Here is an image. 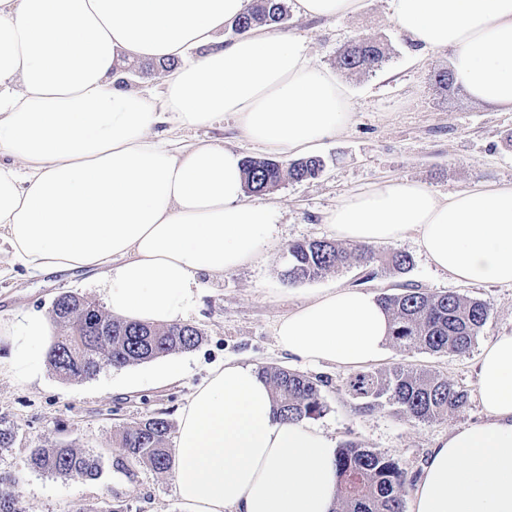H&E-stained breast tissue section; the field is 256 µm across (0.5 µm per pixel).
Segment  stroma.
<instances>
[{"label":"stroma","mask_w":512,"mask_h":512,"mask_svg":"<svg viewBox=\"0 0 512 512\" xmlns=\"http://www.w3.org/2000/svg\"><path fill=\"white\" fill-rule=\"evenodd\" d=\"M282 34L306 41L316 65L335 71L350 92V124L324 140L315 154L324 162L320 174L302 183L281 182L264 194L279 210L280 242L264 260L201 279V298L186 321L201 330L193 350L174 353L119 370L106 368L90 380H63L44 369L33 382L0 375V416L18 426L14 448L0 455V472L18 478L15 492L26 512H78L87 504L112 502L123 512H183L170 475L148 466L120 465L116 435L146 415L166 412L177 424L180 408L214 367L227 361L257 367L273 366L304 373L317 381L326 411L315 426L336 443L347 440L388 455L409 475L426 463L436 438L454 426L482 421L475 365L482 349L497 336L512 334V287L461 284L438 272L413 236L394 242L411 256L404 273L379 270L361 283L362 267L351 265L322 278L290 282L284 275L288 245L329 240L325 212L345 192L369 187L386 178L415 180L440 194L477 185L512 182V112H500L474 101L464 89L439 91L433 72L449 67L450 54H428L418 61L409 39L390 18L388 0H363L361 9L340 19L310 20L289 14ZM357 37L381 39L389 59L376 71L347 73L336 67L340 49ZM176 141L221 140L244 156L262 157L264 150L241 137L232 116L172 135ZM412 284L433 292H455L487 305L488 319L463 355L400 351L387 347L370 363L373 371L403 365L448 378L469 394L461 411L422 422L387 407L359 413L341 389L347 367L309 363L282 352L275 340L278 319L326 288L365 286L375 294L395 292ZM73 292L104 304L101 276L28 275L23 268L0 278V318L21 311H50L61 293ZM76 441L98 455L102 471L94 480H66L32 471L26 460L31 448Z\"/></svg>","instance_id":"obj_1"}]
</instances>
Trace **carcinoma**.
Here are the masks:
<instances>
[{"label": "carcinoma", "instance_id": "obj_1", "mask_svg": "<svg viewBox=\"0 0 512 512\" xmlns=\"http://www.w3.org/2000/svg\"><path fill=\"white\" fill-rule=\"evenodd\" d=\"M284 0H256L234 25L238 33L255 27L279 28L287 20ZM386 61L383 44L372 37H359L336 57L338 68L348 72L375 70ZM316 157L289 162L248 157L244 161L247 191L262 193L283 180L302 182L322 170ZM285 276L292 282L318 279L356 262L369 269V277L387 266L404 272L412 258L401 251L380 254L371 245L345 248L327 240H314L288 247ZM391 316L390 341L401 350L463 355L485 325L484 302L455 292H428L404 286L402 292L380 297ZM50 316L57 335L48 354V364L63 380L95 378L102 369L124 368L170 354L194 349L202 333L190 324L156 326L116 318L94 302L67 292L52 303ZM261 375L271 386L272 401L280 417L302 421L321 416L325 405L317 383L288 369L264 366ZM341 388L357 401L360 412L395 407L419 421H431L467 405L468 396L446 377L418 372L402 365L384 372L359 371L348 376ZM171 424L162 413L119 431L122 455L164 474L172 464L169 437ZM17 427L0 418V455L14 447ZM29 468L55 477L94 480L100 460L76 442L33 448ZM338 486L333 512H403L407 474L398 462L353 441L336 450ZM0 512H25L15 492L0 489Z\"/></svg>", "mask_w": 512, "mask_h": 512}]
</instances>
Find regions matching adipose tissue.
I'll use <instances>...</instances> for the list:
<instances>
[{
	"mask_svg": "<svg viewBox=\"0 0 512 512\" xmlns=\"http://www.w3.org/2000/svg\"><path fill=\"white\" fill-rule=\"evenodd\" d=\"M250 0H0V242L31 275L94 269L113 316L182 322L202 276L261 260L278 210L250 200L243 155L220 141L173 145L158 128L232 114L243 138L287 158L351 119L345 86L303 39L256 28L224 40ZM420 49L450 51L457 84L512 110V0H388ZM177 65L163 89L131 87L124 59ZM360 244L414 235L453 281L512 286V183L440 195L390 179L325 214ZM54 328L41 311L0 321V365L33 379ZM390 316L369 291L333 288L281 317L278 347L313 362L376 361ZM483 420L437 439L409 512H512V334L481 352ZM185 512H331L334 441L283 420L251 365L211 370L179 412L171 471Z\"/></svg>",
	"mask_w": 512,
	"mask_h": 512,
	"instance_id": "adipose-tissue-1",
	"label": "adipose tissue"
}]
</instances>
